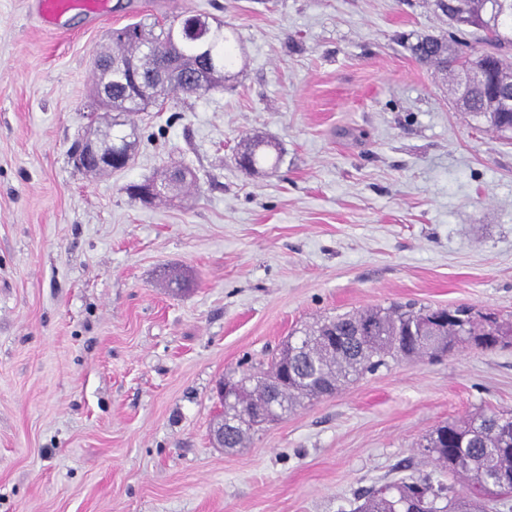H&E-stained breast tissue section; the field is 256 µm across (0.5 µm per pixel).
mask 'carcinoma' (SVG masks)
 Wrapping results in <instances>:
<instances>
[{
    "mask_svg": "<svg viewBox=\"0 0 512 512\" xmlns=\"http://www.w3.org/2000/svg\"><path fill=\"white\" fill-rule=\"evenodd\" d=\"M191 13L184 11L166 20L165 28L158 23L147 28L140 22L112 31V52L132 57L149 40L165 37V30L180 26ZM479 43L512 47V12L489 18L482 29ZM234 30L216 17L203 24L199 34L177 40V46L151 57H140L128 65L127 74L112 77V119L116 131H108L100 142L103 151L118 147L133 157V133L121 130L127 125L125 117L142 112L153 101L138 97L134 80H142L144 72L152 77L165 78L160 94L164 99L171 92L190 93L187 74L198 63L208 62L209 69L228 72L235 63L232 50ZM416 58L438 70L457 67L454 47L433 37L424 38L411 47ZM459 68V67H457ZM464 71V68H459ZM470 109L500 133L512 134V112H490L482 97L469 91ZM268 143L254 139L244 149L247 170L258 169L267 162L260 149ZM429 306L391 305L372 308L360 313H344L324 319L299 330V335L287 341L271 368L261 374L244 373L236 381L242 401L263 402L270 416L281 418L301 405L304 400L331 395L342 386L388 364L390 360L434 358L429 352L433 332L424 322ZM469 306L448 308L447 323L441 325L440 336L448 337V348L479 340L485 331L479 322L468 324L467 334L457 330L458 321L466 319ZM512 343V320L496 318L494 335L489 346ZM264 423L253 418L244 429L224 423V447L240 448L256 426ZM425 451L434 456L444 469L460 475L471 488V497L447 498L446 487L429 478L400 480L379 488L363 491L361 504L355 512H487L484 500L490 496L512 495V485L505 488L503 478L512 476V411L482 413L463 422L448 421L439 425L426 438Z\"/></svg>",
    "mask_w": 512,
    "mask_h": 512,
    "instance_id": "1",
    "label": "carcinoma"
}]
</instances>
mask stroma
I'll use <instances>...</instances> for the list:
<instances>
[{
    "label": "stroma",
    "mask_w": 512,
    "mask_h": 512,
    "mask_svg": "<svg viewBox=\"0 0 512 512\" xmlns=\"http://www.w3.org/2000/svg\"><path fill=\"white\" fill-rule=\"evenodd\" d=\"M205 11L236 31L222 87L134 115L128 167L85 171L112 29ZM435 0H108L45 26L0 0V512H353L441 474L436 426L512 411V344L393 361L215 447L216 385L316 319L391 303L512 317V137L457 111ZM273 172L235 162L251 138ZM187 166L189 192L128 188ZM411 50L419 61L438 70H447L448 67H454L461 72L467 70L457 65L454 47L444 40L424 38L414 44Z\"/></svg>",
    "instance_id": "obj_1"
}]
</instances>
